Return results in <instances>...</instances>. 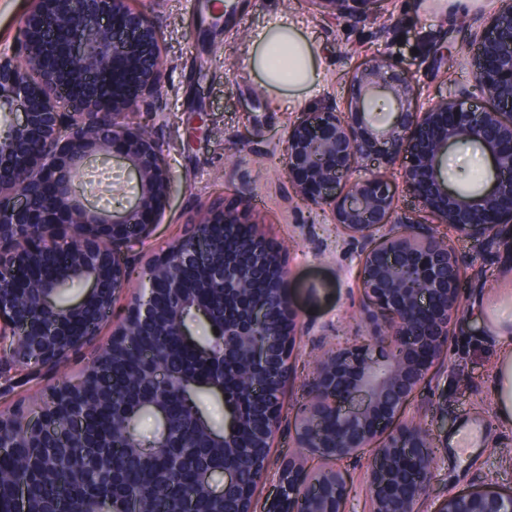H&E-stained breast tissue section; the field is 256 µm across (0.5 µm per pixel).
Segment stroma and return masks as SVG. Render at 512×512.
<instances>
[{
	"label": "stroma",
	"mask_w": 512,
	"mask_h": 512,
	"mask_svg": "<svg viewBox=\"0 0 512 512\" xmlns=\"http://www.w3.org/2000/svg\"><path fill=\"white\" fill-rule=\"evenodd\" d=\"M214 0H133L156 27L165 83L162 108L141 112L137 123L160 141L170 176L168 195L150 236L125 250L128 281L115 305L123 314L142 270L207 209L234 210L253 223L267 245L286 260L288 295L298 339L288 384L281 397V422L269 450L271 464L303 456L295 442V420L307 395V379L324 348L369 335L350 292L359 286L352 245L329 211L296 196L280 163L290 126L303 113L345 107L351 74L379 55L402 70L427 107L461 89L478 92L468 44L496 11L500 0H383L377 15L333 18L315 0H223L235 22L213 25ZM36 0H0V53L15 52L21 26ZM294 22L316 55L314 83L270 87L252 65L261 31L278 20ZM455 57L449 71L436 69L434 52ZM449 184L463 191L482 188L490 162L477 146H449ZM86 204L116 213L140 200L138 179L119 148L88 160L75 184ZM460 259L464 314L454 327L455 350L437 364L402 419L432 424L447 415L438 433L435 478L421 512H438L451 492L492 487L512 490V423L497 414L494 373L503 350L494 326L512 319V248L487 251L482 242L452 238ZM111 326L69 361L40 379L0 393V410L22 398L42 403L50 386L76 380L111 339Z\"/></svg>",
	"instance_id": "stroma-1"
}]
</instances>
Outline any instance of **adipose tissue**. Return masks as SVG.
<instances>
[{
  "instance_id": "1",
  "label": "adipose tissue",
  "mask_w": 512,
  "mask_h": 512,
  "mask_svg": "<svg viewBox=\"0 0 512 512\" xmlns=\"http://www.w3.org/2000/svg\"><path fill=\"white\" fill-rule=\"evenodd\" d=\"M255 62L271 85L299 87L315 77L311 45L291 23L267 27L258 42Z\"/></svg>"
}]
</instances>
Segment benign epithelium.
Returning <instances> with one entry per match:
<instances>
[{
	"instance_id": "1",
	"label": "benign epithelium",
	"mask_w": 512,
	"mask_h": 512,
	"mask_svg": "<svg viewBox=\"0 0 512 512\" xmlns=\"http://www.w3.org/2000/svg\"><path fill=\"white\" fill-rule=\"evenodd\" d=\"M378 0H315L355 18ZM488 35L474 41L476 79L484 106L459 93L427 108L413 105L414 87L382 56L350 79L347 108L307 112L293 123L282 164L304 202L331 212L336 228L355 247L360 304L373 330L364 342L338 345L319 356L295 426L297 447L314 467L294 457L277 464L275 488L263 507L254 487L267 473L288 381L297 330L291 318L288 269L255 231H242L236 213L216 210L148 263L145 284L113 319L117 295L127 284L122 245L147 236L167 196L169 175L160 144L126 122L135 108L157 104L163 84L158 33L129 0H37L13 55L0 54V348L11 346L10 365L0 364V384L38 379L68 361L100 326L113 323L110 348L129 336H149L164 316L174 336H188L187 310L210 319L208 301L186 294V272H204L206 287L224 298V369L209 385L222 396L236 384L239 401L227 405L224 433L207 428L200 410L186 406L191 423L224 467L196 469L190 484L224 501V512H343L349 486L336 464L370 450L366 492L371 512H419L436 458L431 429L398 422L431 368L447 357L452 325L461 312L459 258L448 239L398 207L383 170H397L406 189L461 238L496 239L512 223V0L486 19ZM25 60L20 66L18 58ZM388 93L398 111L377 124L373 99ZM119 142L136 171L144 206L122 216L81 204L73 191L86 161ZM474 144L491 158L494 180L479 192L454 190L443 170L448 146ZM224 225V240L208 244L207 227ZM67 248L66 267L48 275L44 257L54 244ZM74 279L90 283L82 300L58 304V288ZM263 298L253 301L255 289ZM155 387L138 408L158 414L163 434L143 445L131 411L120 416L123 436L142 458L170 463L186 444L171 429L170 393L191 378L155 358ZM54 391L63 402L50 413L24 404L0 413V433L16 424L29 440L14 448L44 452L74 439L83 414L68 399L90 376ZM240 448H255L244 479ZM94 512H140L136 498L117 507L101 500ZM438 512H512V492L448 494Z\"/></svg>"
}]
</instances>
